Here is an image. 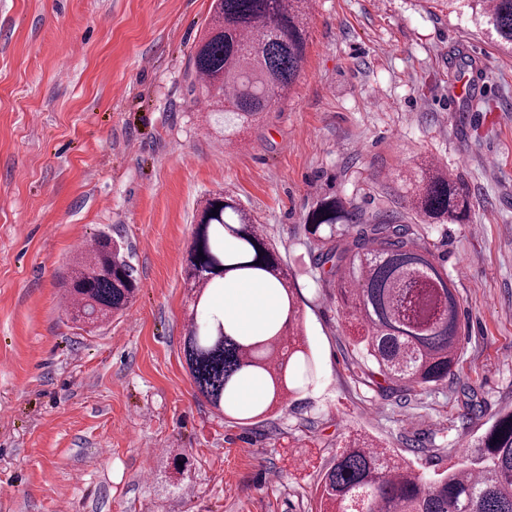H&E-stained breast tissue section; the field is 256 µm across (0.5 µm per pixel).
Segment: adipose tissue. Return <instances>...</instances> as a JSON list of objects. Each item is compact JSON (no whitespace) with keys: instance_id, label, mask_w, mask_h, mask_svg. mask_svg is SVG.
<instances>
[{"instance_id":"obj_1","label":"adipose tissue","mask_w":512,"mask_h":512,"mask_svg":"<svg viewBox=\"0 0 512 512\" xmlns=\"http://www.w3.org/2000/svg\"><path fill=\"white\" fill-rule=\"evenodd\" d=\"M224 307L230 310L232 323L252 332L260 329L279 311L271 289L256 283H232L224 289Z\"/></svg>"}]
</instances>
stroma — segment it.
Instances as JSON below:
<instances>
[{
    "label": "stroma",
    "mask_w": 512,
    "mask_h": 512,
    "mask_svg": "<svg viewBox=\"0 0 512 512\" xmlns=\"http://www.w3.org/2000/svg\"><path fill=\"white\" fill-rule=\"evenodd\" d=\"M211 3L0 0V512H318L348 436L430 475L512 408V57L431 0H311L288 98L227 146L190 93ZM477 53L483 85L449 111ZM423 157L472 204L467 223L424 227L462 358L407 398L365 375L306 218L335 196L417 223L395 175ZM219 192L276 242L313 357L262 423L217 417L183 355L194 215ZM102 232L138 291L87 327L61 282Z\"/></svg>",
    "instance_id": "1"
}]
</instances>
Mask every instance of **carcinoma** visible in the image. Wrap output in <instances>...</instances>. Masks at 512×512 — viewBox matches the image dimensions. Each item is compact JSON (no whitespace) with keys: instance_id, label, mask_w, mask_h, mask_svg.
Instances as JSON below:
<instances>
[{"instance_id":"obj_1","label":"carcinoma","mask_w":512,"mask_h":512,"mask_svg":"<svg viewBox=\"0 0 512 512\" xmlns=\"http://www.w3.org/2000/svg\"><path fill=\"white\" fill-rule=\"evenodd\" d=\"M209 27L191 60V91H204L213 120L232 144L274 111L300 74L310 0H212ZM491 43L512 51V0H446ZM411 206L425 224H463L471 201L462 180L424 160L409 175ZM217 215H212V209ZM317 236L316 266L354 329L351 344L391 388L417 393L448 380L462 349L461 305L447 269L411 224L394 217L364 220L340 199L324 198L308 213ZM258 277L281 289L280 319L255 334L229 333L210 297L223 280ZM186 285L193 305L183 353L197 392L228 423L261 419L292 392L290 367L307 363L305 345L282 346L299 307L288 268L251 212L230 194L210 196L196 216ZM75 323H104L137 290L121 245L101 233L69 264L65 282ZM246 375L267 390L245 410L231 382ZM427 478L361 436L345 441L317 483L323 512H512V410L493 416L475 449Z\"/></svg>"}]
</instances>
